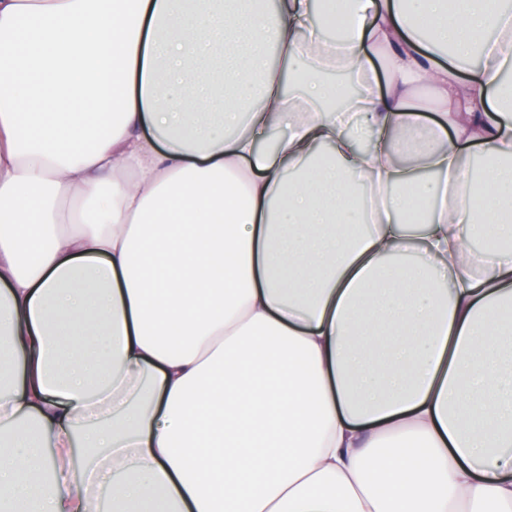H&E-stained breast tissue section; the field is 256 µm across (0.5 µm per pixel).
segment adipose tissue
<instances>
[{"label": "adipose tissue", "mask_w": 512, "mask_h": 512, "mask_svg": "<svg viewBox=\"0 0 512 512\" xmlns=\"http://www.w3.org/2000/svg\"><path fill=\"white\" fill-rule=\"evenodd\" d=\"M347 12L0 0V512H512V26Z\"/></svg>", "instance_id": "adipose-tissue-1"}]
</instances>
